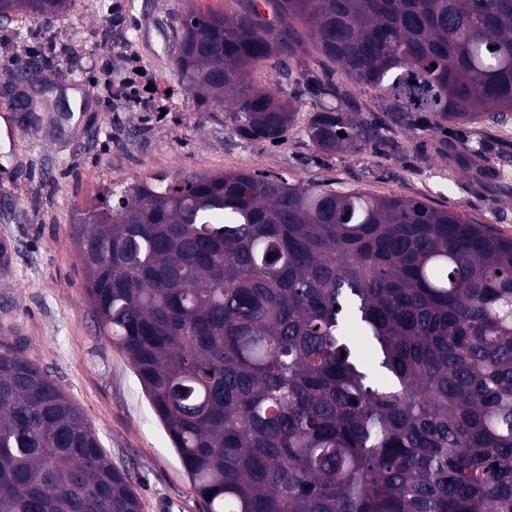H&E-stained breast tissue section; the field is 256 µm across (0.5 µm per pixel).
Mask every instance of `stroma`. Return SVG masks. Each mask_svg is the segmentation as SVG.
<instances>
[{
  "instance_id": "1",
  "label": "stroma",
  "mask_w": 512,
  "mask_h": 512,
  "mask_svg": "<svg viewBox=\"0 0 512 512\" xmlns=\"http://www.w3.org/2000/svg\"><path fill=\"white\" fill-rule=\"evenodd\" d=\"M73 0L51 20H0V63L11 74L39 64L60 109L25 118L9 111L0 82V344L47 371L83 411L113 466L129 474L140 512H205L128 358L100 331L85 292L77 245L81 214L117 184L151 174L263 172L290 180L315 175L340 190L416 198L464 210L512 238V134L480 132L496 178L477 187L454 162L460 131L435 132L424 117L385 122L387 147L308 159L290 143L244 142L224 133L221 109L188 98L172 65V14L184 0H119L103 16ZM64 32L68 49L46 55ZM149 64L162 112L117 107L131 60Z\"/></svg>"
}]
</instances>
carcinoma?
<instances>
[{"label": "carcinoma", "instance_id": "1", "mask_svg": "<svg viewBox=\"0 0 512 512\" xmlns=\"http://www.w3.org/2000/svg\"><path fill=\"white\" fill-rule=\"evenodd\" d=\"M70 2L0 0V17ZM233 2H190L172 28L186 95L230 136L274 143L307 101L309 152L381 142L320 57L399 121L512 124V0ZM109 195L78 235L90 305L207 512H512V238L320 178L158 175ZM0 512H140L79 407L8 350Z\"/></svg>", "mask_w": 512, "mask_h": 512}]
</instances>
